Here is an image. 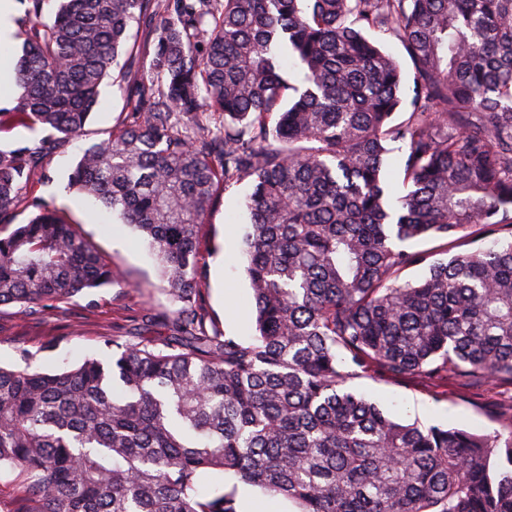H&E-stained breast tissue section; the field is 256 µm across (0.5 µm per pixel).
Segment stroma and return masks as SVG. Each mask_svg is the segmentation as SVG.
<instances>
[{"label": "stroma", "instance_id": "obj_1", "mask_svg": "<svg viewBox=\"0 0 512 512\" xmlns=\"http://www.w3.org/2000/svg\"><path fill=\"white\" fill-rule=\"evenodd\" d=\"M128 110L123 84L104 81L99 103L84 136L62 142L46 160L48 181L35 182L34 195L53 202L69 216L76 231L120 273L118 283L79 294L28 317L17 307L0 306V365L13 366L21 353L36 365L59 369L102 354L108 339L137 343L164 335L162 315L169 309L166 284L157 262L136 233L105 212L99 203L66 192L73 165L88 144L107 137ZM249 181L219 190L200 238L198 303L208 333L242 339L253 332V297L242 267L247 224L243 200ZM152 322H141L143 311ZM351 388L397 418L425 426L463 425L481 432L500 429L512 416V387L459 388L445 382H394L380 376L354 379Z\"/></svg>", "mask_w": 512, "mask_h": 512}]
</instances>
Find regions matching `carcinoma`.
<instances>
[{
	"label": "carcinoma",
	"instance_id": "carcinoma-1",
	"mask_svg": "<svg viewBox=\"0 0 512 512\" xmlns=\"http://www.w3.org/2000/svg\"><path fill=\"white\" fill-rule=\"evenodd\" d=\"M23 2L20 94L0 130L48 134L0 150V306L31 314L116 280L26 189L59 139L84 134L118 59L139 54L136 22L149 70L125 71L130 109L67 188L148 244L172 309L157 341L115 336L62 370L0 366V470L26 476L21 512H240V484L293 512H512V421L423 427L347 387L512 385V0H59L51 17ZM370 31L401 42L410 85ZM246 179L243 341L204 329L198 237L217 185ZM476 225L492 245L446 261L401 246L463 247ZM414 267L425 274L403 279ZM213 472L232 484L203 491Z\"/></svg>",
	"mask_w": 512,
	"mask_h": 512
}]
</instances>
